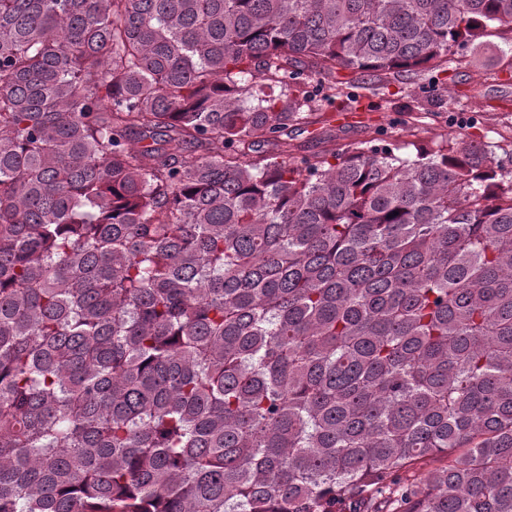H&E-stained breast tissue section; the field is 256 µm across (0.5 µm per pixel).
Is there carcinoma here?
<instances>
[{"label":"carcinoma","instance_id":"cac0c4a2","mask_svg":"<svg viewBox=\"0 0 512 512\" xmlns=\"http://www.w3.org/2000/svg\"><path fill=\"white\" fill-rule=\"evenodd\" d=\"M512 0H0V512H512V152H301L336 71ZM143 145L134 148L131 136ZM447 464L446 456L442 454L430 455L424 459L419 460L418 462L410 465L406 470L400 473L398 479H388L387 485L390 486V489H395L397 484L393 483H407L410 484L415 481L419 475L427 470L435 469L443 467Z\"/></svg>","mask_w":512,"mask_h":512}]
</instances>
